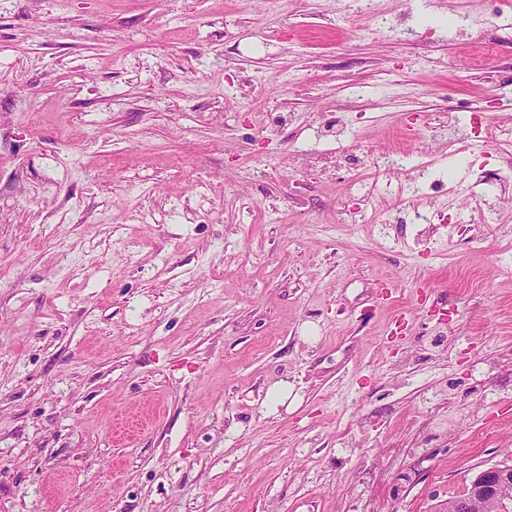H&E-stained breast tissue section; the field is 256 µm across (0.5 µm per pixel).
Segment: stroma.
<instances>
[{"label":"stroma","instance_id":"35a3bbf8","mask_svg":"<svg viewBox=\"0 0 512 512\" xmlns=\"http://www.w3.org/2000/svg\"><path fill=\"white\" fill-rule=\"evenodd\" d=\"M452 113L512 129V7L0 0V512H433L512 464L511 166Z\"/></svg>","mask_w":512,"mask_h":512}]
</instances>
